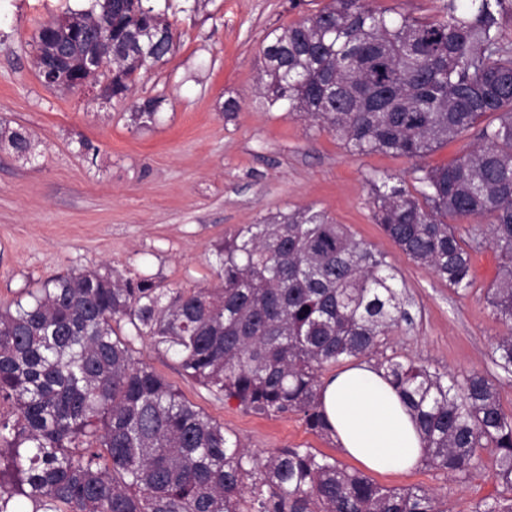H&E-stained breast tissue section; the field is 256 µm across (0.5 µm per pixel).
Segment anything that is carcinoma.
<instances>
[{
  "instance_id": "obj_1",
  "label": "carcinoma",
  "mask_w": 512,
  "mask_h": 512,
  "mask_svg": "<svg viewBox=\"0 0 512 512\" xmlns=\"http://www.w3.org/2000/svg\"><path fill=\"white\" fill-rule=\"evenodd\" d=\"M169 23L151 0H112V93L174 51L154 45ZM69 66L89 48L69 38ZM259 93L353 154L421 161L469 132L450 164L375 188L374 218L415 263L456 293L472 284L471 251L501 260L487 291L506 328L494 364L512 378V0H444L441 15L378 11L328 0L270 31ZM494 116L496 121L484 122ZM35 150L23 127L0 125V148ZM463 244L448 220L470 224ZM217 282L170 288L109 266L47 280L0 308V512H450L422 487L388 488L336 458L281 448L251 455L197 410L133 343L148 339L216 397L268 415L297 413L331 435L322 371L368 359L415 415L424 465L468 479L483 451L512 492V414L481 371L461 378L381 350L410 322L382 252L311 207L247 224L215 245ZM129 325L121 336L115 326ZM471 512H512V495Z\"/></svg>"
}]
</instances>
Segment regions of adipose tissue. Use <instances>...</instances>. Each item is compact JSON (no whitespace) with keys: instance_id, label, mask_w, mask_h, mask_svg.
Here are the masks:
<instances>
[{"instance_id":"obj_1","label":"adipose tissue","mask_w":512,"mask_h":512,"mask_svg":"<svg viewBox=\"0 0 512 512\" xmlns=\"http://www.w3.org/2000/svg\"><path fill=\"white\" fill-rule=\"evenodd\" d=\"M320 401L338 445L364 468L390 474L422 464L424 444L413 414L371 364L336 370L324 380Z\"/></svg>"}]
</instances>
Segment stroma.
Wrapping results in <instances>:
<instances>
[{"label": "stroma", "mask_w": 512, "mask_h": 512, "mask_svg": "<svg viewBox=\"0 0 512 512\" xmlns=\"http://www.w3.org/2000/svg\"><path fill=\"white\" fill-rule=\"evenodd\" d=\"M327 0H154L166 14L176 48L141 71L126 98L105 102L48 88L35 67L43 24L90 0H0V122L23 126L36 141L30 158L0 150V307L49 278L101 265L155 277L171 288L214 284L216 243L245 224L311 206L382 252L409 301L411 323L385 352L462 375L496 380L512 412V379L500 377L493 338L503 330L485 295L498 271L490 246L472 255V285L455 293L409 259L373 219L374 183L389 175L412 184L413 159L350 153L336 137L299 114L268 107L258 93L268 32L299 22ZM160 99L156 121L132 117L135 102ZM237 111L224 109L227 99ZM98 147L96 164L80 141ZM139 360L260 457L280 448H310L354 466L334 439L310 431L300 415H261L215 397L184 377L172 356L149 342ZM494 458L482 453L477 473L452 480L426 466L372 473L392 488L420 486L453 512L496 495Z\"/></svg>", "instance_id": "stroma-1"}]
</instances>
